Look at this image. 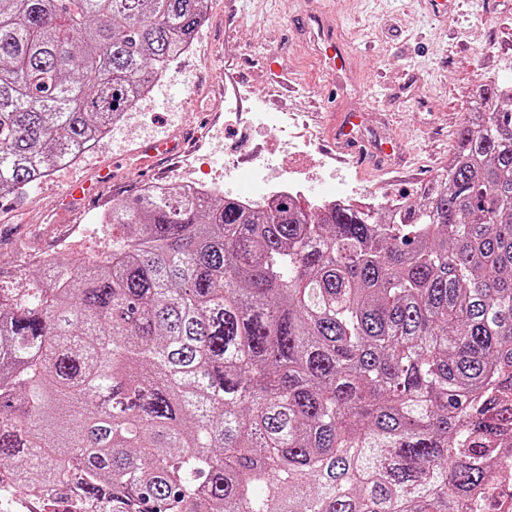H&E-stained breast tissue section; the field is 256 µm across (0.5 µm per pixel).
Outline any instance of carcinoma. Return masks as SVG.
<instances>
[{"label": "carcinoma", "instance_id": "cac0c4a2", "mask_svg": "<svg viewBox=\"0 0 512 512\" xmlns=\"http://www.w3.org/2000/svg\"><path fill=\"white\" fill-rule=\"evenodd\" d=\"M207 0H0V194L95 146ZM512 88L419 203L150 185L0 295V485L64 512H470L512 425Z\"/></svg>", "mask_w": 512, "mask_h": 512}]
</instances>
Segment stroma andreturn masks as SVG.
Listing matches in <instances>:
<instances>
[{
  "instance_id": "stroma-1",
  "label": "stroma",
  "mask_w": 512,
  "mask_h": 512,
  "mask_svg": "<svg viewBox=\"0 0 512 512\" xmlns=\"http://www.w3.org/2000/svg\"><path fill=\"white\" fill-rule=\"evenodd\" d=\"M328 38L347 67L322 58ZM194 45L147 106L80 164L21 197L0 194V292L24 293L46 259L94 261L111 250L99 204L75 216L58 207L66 183L100 165L114 168L108 194L116 203L176 173L223 180L228 160L244 180L297 171L313 195L335 181L382 203L415 199L447 166L481 86H512V0H209ZM271 57L297 80L294 97L281 95ZM322 100L335 114H362L364 162L330 159L326 125L313 112ZM258 107L270 124L253 122ZM148 137L196 145L148 172L131 156Z\"/></svg>"
}]
</instances>
